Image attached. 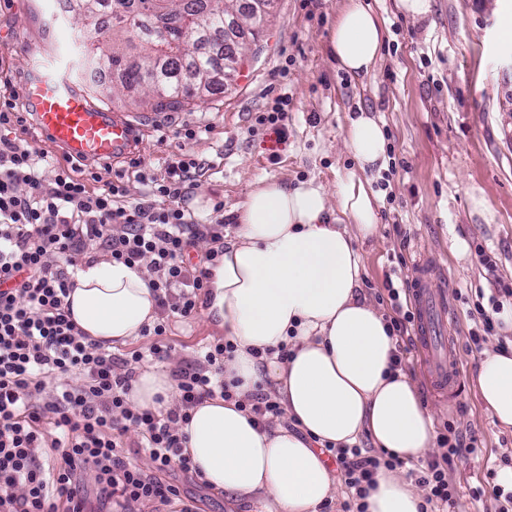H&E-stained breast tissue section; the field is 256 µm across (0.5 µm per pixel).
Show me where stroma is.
Returning <instances> with one entry per match:
<instances>
[{"instance_id": "35a3bbf8", "label": "stroma", "mask_w": 512, "mask_h": 512, "mask_svg": "<svg viewBox=\"0 0 512 512\" xmlns=\"http://www.w3.org/2000/svg\"><path fill=\"white\" fill-rule=\"evenodd\" d=\"M342 0H275L258 43L247 44L231 85L194 97L180 112L137 120L132 158L101 173L123 181L129 199L140 198V171L164 177L175 143L172 131L205 126L190 145L200 163L187 209L209 220L224 204L225 239L235 236L237 208L259 182L313 183L335 193L340 176L358 171L378 199L379 230L355 239L364 271L361 293L385 317L396 316L385 288L412 272L419 253L435 259L432 285L449 284L452 321L441 338L456 347L452 390L432 392L418 349L406 372L436 431L454 425L476 439L475 453L458 460L451 478L454 506L443 512H494L493 488L512 471V431L501 429L482 405L476 384L480 352L470 350L477 291L512 284V0H430L422 17L403 13L397 0H366L385 22L386 38L369 76L356 78L330 57L329 39ZM77 28L50 0H11L0 7V80L18 94L19 111L30 108L27 86L47 65L72 61ZM288 97L284 130L258 125L279 95ZM364 110L383 125L386 163L359 171L345 146L347 118ZM495 261L486 270L476 253ZM222 332L206 317H171L163 336L171 346L170 374L217 343ZM168 481L199 512H263L255 500L228 499L198 477L172 472Z\"/></svg>"}]
</instances>
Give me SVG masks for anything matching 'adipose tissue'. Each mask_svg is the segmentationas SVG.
Wrapping results in <instances>:
<instances>
[{"label":"adipose tissue","mask_w":512,"mask_h":512,"mask_svg":"<svg viewBox=\"0 0 512 512\" xmlns=\"http://www.w3.org/2000/svg\"><path fill=\"white\" fill-rule=\"evenodd\" d=\"M384 25L363 0H343L329 49L352 76L371 71ZM345 146L367 169L383 165L382 125L351 113ZM336 201L322 186L267 180L238 210L234 241L207 284L206 316L235 347L225 379L240 393L262 388L288 422L258 428L221 397L190 412L179 431L200 479L241 500L263 501L265 512H322L339 483L326 446L354 445L368 435L401 460L434 446V418L411 377L393 365L387 320L359 294L362 259L353 237L377 234L378 201L355 174L342 177ZM70 295L73 318L110 349L153 324L157 308L137 269L109 260L83 265ZM288 344L292 358L273 350ZM479 398L498 425L512 428V347L484 352ZM176 393L161 366L141 368L129 395L134 406L159 411ZM366 512H420L423 496L400 470H379Z\"/></svg>","instance_id":"obj_1"}]
</instances>
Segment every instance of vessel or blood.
I'll list each match as a JSON object with an SVG mask.
<instances>
[{
    "label": "vessel or blood",
    "instance_id": "1",
    "mask_svg": "<svg viewBox=\"0 0 512 512\" xmlns=\"http://www.w3.org/2000/svg\"><path fill=\"white\" fill-rule=\"evenodd\" d=\"M35 108L37 127L54 143L73 153L100 160L125 155L134 144L135 127L124 115L110 114L91 104L65 75L38 77L26 90ZM430 258L419 261L411 290L418 310L417 344L422 351L433 390L454 387L456 378L447 357L434 350L437 333L448 317V291L429 287Z\"/></svg>",
    "mask_w": 512,
    "mask_h": 512
}]
</instances>
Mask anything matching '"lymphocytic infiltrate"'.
I'll return each mask as SVG.
<instances>
[{
	"label": "lymphocytic infiltrate",
	"instance_id": "obj_1",
	"mask_svg": "<svg viewBox=\"0 0 512 512\" xmlns=\"http://www.w3.org/2000/svg\"><path fill=\"white\" fill-rule=\"evenodd\" d=\"M202 128L173 133L177 150L164 178L141 174L144 195L127 201L122 182L98 180L97 162L65 155L50 163L30 146L0 137V512H88L86 472L97 492L119 512L147 502L164 512L180 498L162 473L192 472L178 425L206 399L218 396L258 424L281 418L271 395L237 397L224 380L233 344L207 346L177 375V405L165 412L134 409L128 400L140 355L119 361L73 321L67 301L79 264L98 256L145 269L160 313L197 316L212 267L224 254V222L199 223L185 204L199 161L188 148ZM512 287L495 289L470 340L481 348L496 332L497 316ZM137 433L154 471L126 456L121 439ZM441 459L427 461L416 481L428 501L452 503L449 478L456 460L473 453L453 426L439 436ZM50 449L51 466L39 452ZM347 490L342 512H366L365 499L379 469L400 467L398 457L367 448L335 449Z\"/></svg>",
	"mask_w": 512,
	"mask_h": 512
}]
</instances>
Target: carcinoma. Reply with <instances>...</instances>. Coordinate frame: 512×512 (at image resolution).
Here are the masks:
<instances>
[{
	"label": "carcinoma",
	"instance_id": "cac0c4a2",
	"mask_svg": "<svg viewBox=\"0 0 512 512\" xmlns=\"http://www.w3.org/2000/svg\"><path fill=\"white\" fill-rule=\"evenodd\" d=\"M71 11L89 65L118 73V91L148 112H177L237 70V52L210 49L224 0H76Z\"/></svg>",
	"mask_w": 512,
	"mask_h": 512
}]
</instances>
